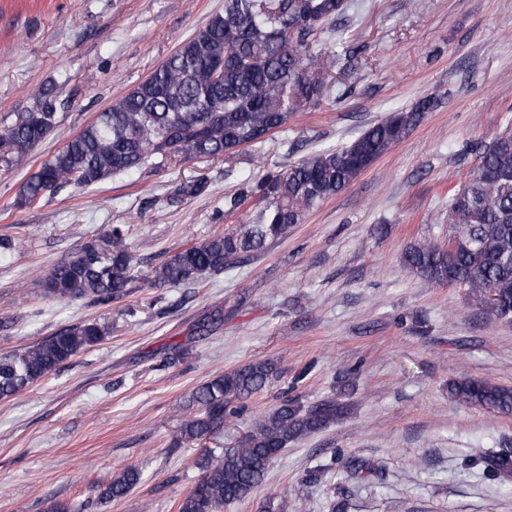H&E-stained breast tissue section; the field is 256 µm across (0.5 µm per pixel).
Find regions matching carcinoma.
Listing matches in <instances>:
<instances>
[{
    "label": "carcinoma",
    "mask_w": 512,
    "mask_h": 512,
    "mask_svg": "<svg viewBox=\"0 0 512 512\" xmlns=\"http://www.w3.org/2000/svg\"><path fill=\"white\" fill-rule=\"evenodd\" d=\"M345 0H224V11L178 45L147 78L98 113L78 134L44 160L22 184L18 203L28 205L67 186L98 184L139 168L148 158L170 162L196 158L232 159L265 141L301 110L317 108L332 76L315 50L322 26L341 19ZM33 105L0 130V148L10 163H22L58 124L57 86L40 85ZM436 107L427 97L392 110L347 145L304 158L281 174L246 179L226 199L228 211L254 200V210L237 228L187 245L167 257L152 288L176 287L219 273L241 259L266 251L288 235L307 213L345 189L375 159L403 140ZM208 182L175 186L181 201L205 193ZM448 248L433 243L411 247L405 262L428 281L456 284L476 298L493 291L488 313L512 319V128L499 132L480 153L467 182L448 199ZM133 257L123 229L108 226L44 280L62 299L109 300L133 282ZM95 320L68 326L21 353L0 357V400L26 390L103 341ZM273 374L266 361L224 372L193 394L196 415L184 426L190 437L209 434L235 412L237 401L261 391ZM448 391L461 404L512 414V388L474 378L452 382ZM350 406L334 398L307 407L285 400L256 423L245 446L216 461L199 462L201 480L179 512H222L246 498L264 480L271 460L289 444L343 419ZM484 477L512 473V453L473 459ZM140 481L127 467L100 490V498L123 497Z\"/></svg>",
    "instance_id": "carcinoma-1"
}]
</instances>
